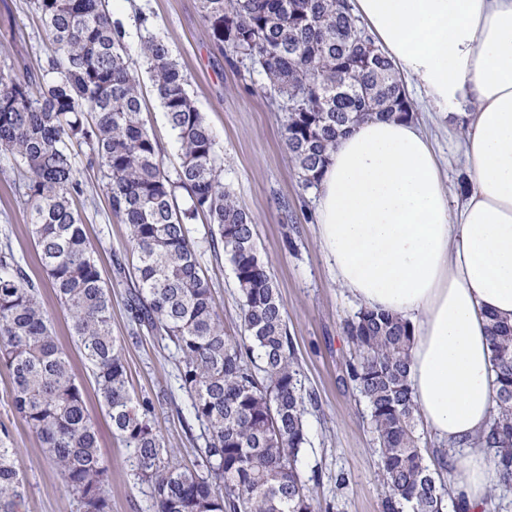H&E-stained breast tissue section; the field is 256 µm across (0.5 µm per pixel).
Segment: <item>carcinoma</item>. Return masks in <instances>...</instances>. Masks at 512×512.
Wrapping results in <instances>:
<instances>
[{"label":"carcinoma","instance_id":"1","mask_svg":"<svg viewBox=\"0 0 512 512\" xmlns=\"http://www.w3.org/2000/svg\"><path fill=\"white\" fill-rule=\"evenodd\" d=\"M212 40L228 65L265 76L282 98L285 145L306 188L336 143L369 119L415 118L391 60L350 13L347 0H201ZM55 51L39 73L0 67V156L23 176L19 190L41 267L71 321V336L112 428L130 450L151 512H314L299 455L308 444L302 387L287 315L261 259L252 219L224 185L218 146L166 41L140 20L139 60L102 0H29ZM175 133L180 163L165 170L142 118L138 66ZM101 174L112 214L137 252L131 336L164 333L176 351L203 446L201 469L180 466L149 399L129 390L121 340L112 335V293L73 207L84 193L73 143ZM186 192L184 205L176 191ZM208 216V241L231 264L242 330L224 334L189 224ZM343 332L349 381L364 401L378 447L383 512H444L448 484L426 462L408 380L413 332L401 318L361 308ZM494 409L480 444L512 487V323H489ZM0 365L14 383L13 408L61 473L77 512H111L104 460L68 355L55 341L40 287L0 247ZM8 431L0 433V512H22L27 485Z\"/></svg>","mask_w":512,"mask_h":512}]
</instances>
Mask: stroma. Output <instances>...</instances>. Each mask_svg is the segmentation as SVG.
Wrapping results in <instances>:
<instances>
[{"label":"stroma","instance_id":"35a3bbf8","mask_svg":"<svg viewBox=\"0 0 512 512\" xmlns=\"http://www.w3.org/2000/svg\"><path fill=\"white\" fill-rule=\"evenodd\" d=\"M150 15L156 31L168 42L186 80V89L209 124L223 158V180L256 226L258 250L272 271L287 314L308 404L305 424L309 443L300 456L305 474H318L317 512H382L383 486L374 434L365 409L346 374L349 347L342 326L358 306L336 281L318 237L316 189L303 188L284 144L280 99L259 73H236L225 62L201 19L199 0H132L121 16L130 50H137L138 14ZM53 54V45L27 0H0V66L23 76L36 72ZM143 117L162 150L167 171L179 163L178 145L163 108L152 91L148 72H141ZM406 92L415 115L431 135L453 195H460L468 173L459 160L454 129L432 121L414 82ZM75 163L83 195L74 205L96 250L107 283L112 286V333L124 344L131 391L153 401L156 425L177 462L194 467L199 461L187 430L190 398L181 387L174 349L159 333L130 338L127 298L130 282L115 279V261L130 263L134 246L126 224L108 207L98 170L87 168L83 150ZM19 176L0 157V244L10 243L31 278L40 286L41 301L50 312L54 332L83 384L88 408L104 459L112 466V512H146L147 485L131 471L129 452L112 431L100 406L94 382L71 334L70 322L45 278L38 251L27 228ZM209 224L198 216L191 226L199 262L209 279L216 310L227 335L241 331V301L234 274L224 255L206 243ZM12 379L0 368V429H7L18 450L19 469L27 483L25 512H77L61 474L41 450L36 435L12 407Z\"/></svg>","mask_w":512,"mask_h":512}]
</instances>
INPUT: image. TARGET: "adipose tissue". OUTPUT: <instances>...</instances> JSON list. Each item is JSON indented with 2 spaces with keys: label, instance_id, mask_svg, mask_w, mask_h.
<instances>
[{
  "label": "adipose tissue",
  "instance_id": "1",
  "mask_svg": "<svg viewBox=\"0 0 512 512\" xmlns=\"http://www.w3.org/2000/svg\"><path fill=\"white\" fill-rule=\"evenodd\" d=\"M351 12L415 80L436 120H460L469 173L451 203L412 121L368 120L322 170L318 236L360 306L407 320L418 418L462 450L451 479L482 512L501 476L476 441L493 402L490 315L512 320V0H350Z\"/></svg>",
  "mask_w": 512,
  "mask_h": 512
}]
</instances>
